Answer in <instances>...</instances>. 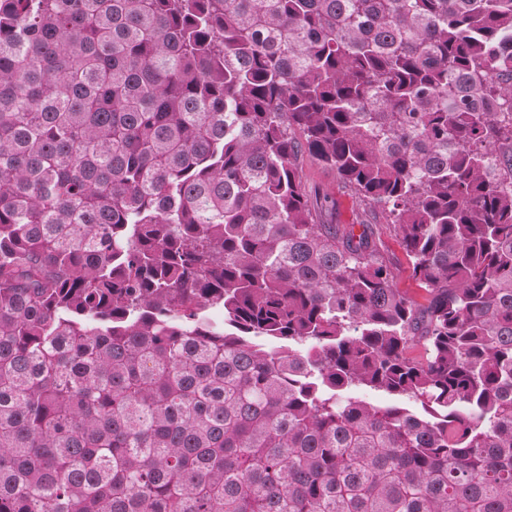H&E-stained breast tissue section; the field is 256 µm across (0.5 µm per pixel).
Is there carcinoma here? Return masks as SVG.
I'll list each match as a JSON object with an SVG mask.
<instances>
[{
	"instance_id": "carcinoma-1",
	"label": "carcinoma",
	"mask_w": 512,
	"mask_h": 512,
	"mask_svg": "<svg viewBox=\"0 0 512 512\" xmlns=\"http://www.w3.org/2000/svg\"><path fill=\"white\" fill-rule=\"evenodd\" d=\"M509 40L512 0H0V512H512ZM302 176L310 201L314 205L317 202L320 208L317 219L320 224H356L357 219L376 224L377 248L396 274L397 287L422 302L425 291L409 275L406 253L392 224H386L381 215L364 211V206L344 187L336 170L305 158Z\"/></svg>"
}]
</instances>
